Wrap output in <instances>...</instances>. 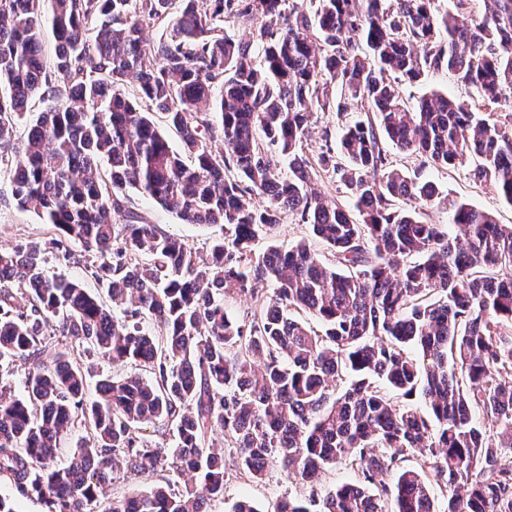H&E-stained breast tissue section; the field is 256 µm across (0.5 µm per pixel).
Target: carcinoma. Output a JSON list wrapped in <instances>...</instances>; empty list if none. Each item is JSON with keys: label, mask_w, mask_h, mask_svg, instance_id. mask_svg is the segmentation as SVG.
<instances>
[{"label": "carcinoma", "mask_w": 512, "mask_h": 512, "mask_svg": "<svg viewBox=\"0 0 512 512\" xmlns=\"http://www.w3.org/2000/svg\"><path fill=\"white\" fill-rule=\"evenodd\" d=\"M471 2L0 0V168L52 231L0 250V361L28 365L24 397L0 389V480L16 496L87 512L122 463L195 482L156 481L104 512H207L224 499L228 464L209 445L220 432L254 479L276 464L309 483L338 464L356 476L274 512H512L499 452L512 448V225L424 176L465 166L512 205V0ZM240 19L246 41L224 32ZM156 22L164 37L149 47L143 27ZM439 70L478 100L404 99V84ZM129 84L167 115L179 149ZM359 101L369 108L337 144L326 128L308 154L313 114L342 118ZM387 142L420 160L414 173L393 166ZM323 173L347 201L314 191ZM131 191L224 237L203 257L130 210ZM433 206L448 223L422 219ZM285 212L331 263L306 239L253 252ZM48 248L90 268L121 314L48 276ZM230 291L250 295V318L226 312ZM78 350L139 372L104 377L88 399ZM78 425L87 436L59 466ZM148 426L172 427L173 446L148 445ZM410 454L418 467L404 469Z\"/></svg>", "instance_id": "obj_1"}]
</instances>
